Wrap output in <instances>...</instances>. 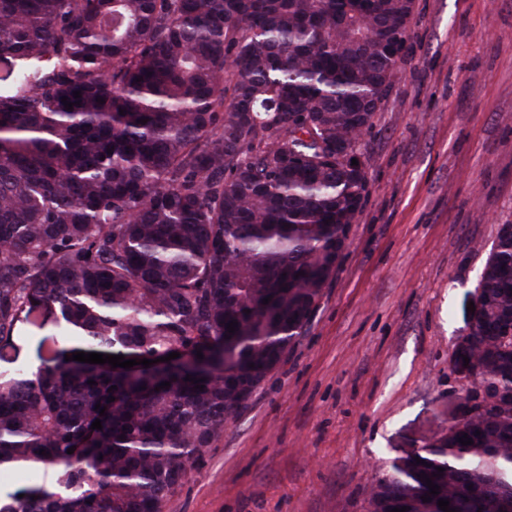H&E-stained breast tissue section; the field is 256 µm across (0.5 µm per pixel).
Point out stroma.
I'll return each mask as SVG.
<instances>
[{"instance_id": "stroma-1", "label": "stroma", "mask_w": 512, "mask_h": 512, "mask_svg": "<svg viewBox=\"0 0 512 512\" xmlns=\"http://www.w3.org/2000/svg\"><path fill=\"white\" fill-rule=\"evenodd\" d=\"M368 186L307 328L163 512H368L467 411L451 356L512 224V0H415Z\"/></svg>"}]
</instances>
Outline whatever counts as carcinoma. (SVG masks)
<instances>
[{"mask_svg":"<svg viewBox=\"0 0 512 512\" xmlns=\"http://www.w3.org/2000/svg\"><path fill=\"white\" fill-rule=\"evenodd\" d=\"M413 11L414 0H0V361L12 364L0 369V471L26 478L0 512H162L336 274L367 177L319 142L357 156ZM477 287L466 352L511 399L394 457L370 512H443L440 499L512 512V335H494L512 318V236L497 234ZM47 328L40 365L17 363ZM74 352L154 364L65 360ZM423 474L440 486L429 502Z\"/></svg>","mask_w":512,"mask_h":512,"instance_id":"carcinoma-1","label":"carcinoma"}]
</instances>
